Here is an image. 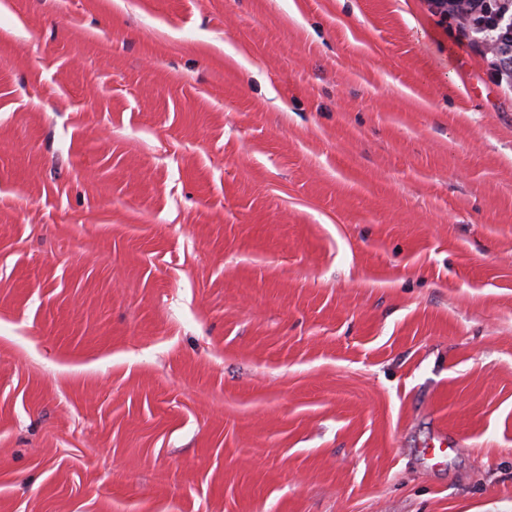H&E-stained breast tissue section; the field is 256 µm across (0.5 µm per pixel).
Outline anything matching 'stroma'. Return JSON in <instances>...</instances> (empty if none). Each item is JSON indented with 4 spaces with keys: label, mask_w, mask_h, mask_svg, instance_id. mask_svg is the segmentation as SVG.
<instances>
[{
    "label": "stroma",
    "mask_w": 512,
    "mask_h": 512,
    "mask_svg": "<svg viewBox=\"0 0 512 512\" xmlns=\"http://www.w3.org/2000/svg\"><path fill=\"white\" fill-rule=\"evenodd\" d=\"M0 512H512V89L428 0H0Z\"/></svg>",
    "instance_id": "35a3bbf8"
}]
</instances>
